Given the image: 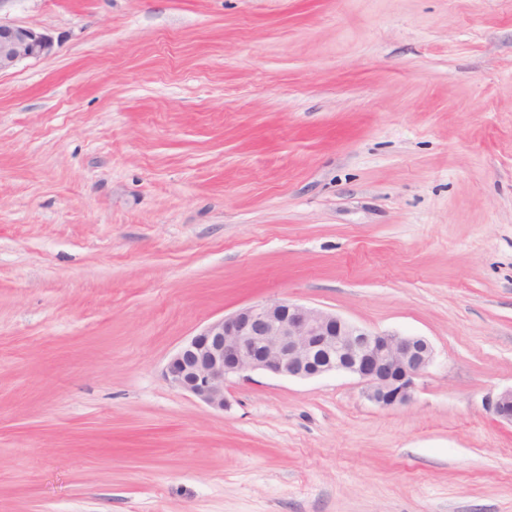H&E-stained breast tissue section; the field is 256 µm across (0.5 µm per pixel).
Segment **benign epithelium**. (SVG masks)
I'll return each instance as SVG.
<instances>
[{"instance_id":"1","label":"benign epithelium","mask_w":512,"mask_h":512,"mask_svg":"<svg viewBox=\"0 0 512 512\" xmlns=\"http://www.w3.org/2000/svg\"><path fill=\"white\" fill-rule=\"evenodd\" d=\"M52 51L48 35L0 23V72ZM433 360V347L423 336L373 332L334 312L274 300L207 324L169 358L165 377L171 386L222 410L224 383L232 377L263 371L311 379L342 372L361 381L370 402L393 408L410 402L415 380ZM488 407L512 423V387L496 394Z\"/></svg>"}]
</instances>
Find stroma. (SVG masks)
Returning a JSON list of instances; mask_svg holds the SVG:
<instances>
[{
    "label": "stroma",
    "mask_w": 512,
    "mask_h": 512,
    "mask_svg": "<svg viewBox=\"0 0 512 512\" xmlns=\"http://www.w3.org/2000/svg\"><path fill=\"white\" fill-rule=\"evenodd\" d=\"M0 512H512V0H6ZM265 300L426 337L412 400L169 357ZM53 46L52 39L44 33L0 21V72L26 59L48 57L52 54Z\"/></svg>",
    "instance_id": "35a3bbf8"
}]
</instances>
